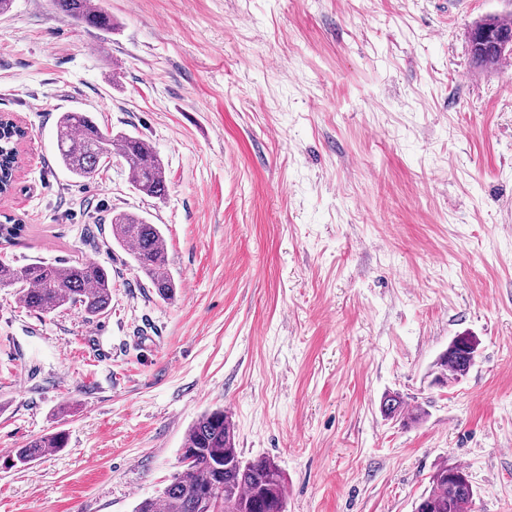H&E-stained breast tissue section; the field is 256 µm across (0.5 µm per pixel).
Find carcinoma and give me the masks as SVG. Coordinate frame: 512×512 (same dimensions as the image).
Returning <instances> with one entry per match:
<instances>
[{"label":"carcinoma","mask_w":512,"mask_h":512,"mask_svg":"<svg viewBox=\"0 0 512 512\" xmlns=\"http://www.w3.org/2000/svg\"><path fill=\"white\" fill-rule=\"evenodd\" d=\"M53 8L88 26L112 31V15L104 0H51ZM475 64L497 70L512 56L500 46L512 42V19L492 14L469 31ZM27 131L0 124V194L10 193L18 167L19 140ZM120 157L132 187L141 194L162 198L168 191L165 166L159 154L143 138L112 134L87 112L67 111L56 121L55 157L78 180L93 177L100 168ZM25 231L23 220L6 215L0 222V241L12 244ZM109 233L112 243L129 251L139 278L163 298L175 296L177 284L169 271L167 244L158 224L138 214L112 211ZM0 288L14 289L15 302L48 315L78 307L90 318L109 312L112 305V272L95 262L34 261L22 266L0 260ZM478 351L476 337L455 336L439 357L435 382L446 384L468 373ZM381 412L391 419L416 423L424 410H410L397 395L387 394ZM67 446L66 434L51 432L15 450L16 463L27 465L48 449ZM188 462L157 498L139 501L133 512H203L206 501L224 491V512H286L287 484L283 471L271 458L246 459L236 447L231 416L221 408L205 411L189 426L183 440ZM474 489L462 468L442 465L431 476L430 489L416 503L417 512H471Z\"/></svg>","instance_id":"carcinoma-1"}]
</instances>
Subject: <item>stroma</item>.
Here are the masks:
<instances>
[{
	"mask_svg": "<svg viewBox=\"0 0 512 512\" xmlns=\"http://www.w3.org/2000/svg\"><path fill=\"white\" fill-rule=\"evenodd\" d=\"M112 32L15 0L0 113L29 131L0 215L34 260L112 272V308L39 315L0 288V512H132L221 408L273 458L286 512H413L441 465L473 512H512V72L472 62L512 0H106ZM144 138L164 198L120 159L72 180L58 113ZM161 225L175 299L110 245L112 210ZM461 333L463 378L433 382ZM426 415L385 418V392ZM68 446L25 466L41 435ZM477 351L478 341L475 336L466 333L455 336L436 363L438 373L435 382L447 384L449 380H457L466 375L475 363ZM66 446L67 437L64 432H50L39 439L29 441L25 448L16 449L14 460L16 464L27 465L48 449L60 450Z\"/></svg>",
	"mask_w": 512,
	"mask_h": 512,
	"instance_id": "stroma-1",
	"label": "stroma"
}]
</instances>
